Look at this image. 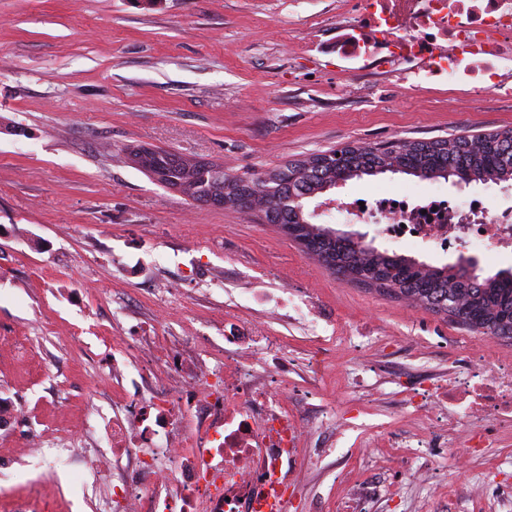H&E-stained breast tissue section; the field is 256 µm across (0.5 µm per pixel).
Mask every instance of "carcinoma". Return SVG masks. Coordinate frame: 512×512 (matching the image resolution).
<instances>
[{
  "label": "carcinoma",
  "mask_w": 512,
  "mask_h": 512,
  "mask_svg": "<svg viewBox=\"0 0 512 512\" xmlns=\"http://www.w3.org/2000/svg\"><path fill=\"white\" fill-rule=\"evenodd\" d=\"M488 145L481 152L468 149L466 136L429 141H406L396 159L401 173L421 179L448 178V173L465 163L463 178L469 183L486 181H512V164L502 158L508 148L498 135L487 138ZM394 143L384 145H357L349 167L336 171L325 169L322 176L296 175V170L284 165L276 169L275 178H261L265 188L264 217L283 224H306L311 233L322 239V247L334 256L339 267L347 272L345 278L405 297L429 310H440L458 324L471 330L512 340V327L505 319L512 318V269L500 270L492 275L471 274L459 264L436 267L410 256L381 252L372 245L349 240L342 242L336 230L315 224L316 215L308 210L305 199L336 187V180L344 182L363 176L381 174L379 162L389 157ZM140 169L161 173L157 181L168 188L177 182L191 181L195 192L191 200L199 203L217 182H230L252 188L249 179L228 180L224 167L212 162L200 163L162 148H151Z\"/></svg>",
  "instance_id": "obj_1"
}]
</instances>
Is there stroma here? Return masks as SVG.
<instances>
[{
    "label": "stroma",
    "instance_id": "35a3bbf8",
    "mask_svg": "<svg viewBox=\"0 0 512 512\" xmlns=\"http://www.w3.org/2000/svg\"><path fill=\"white\" fill-rule=\"evenodd\" d=\"M363 2L0 0V401L20 410L0 422L1 441L58 429L65 406L68 430L100 442L88 427L111 414L112 383L102 347L76 346L74 329L203 344L221 340L230 318L239 335L285 337L302 424L312 401L360 400L339 432L309 433L324 454L301 460L305 492L289 495L286 512H491L512 499V419L481 448L463 426L422 429L435 445L426 479L404 446L414 420L402 392L462 370L450 338L510 361L512 342L338 277L261 214L198 205L129 161L133 147H160L253 177L349 142L512 128V59L507 92L475 106L465 82L402 81L338 56L336 39ZM395 189L512 206V181L461 192L391 173L329 196ZM317 221L433 266L457 258L388 240L373 224L327 212ZM360 354L379 389L348 381ZM384 422L388 437L363 448ZM40 471L27 456L1 468L0 497L26 496Z\"/></svg>",
    "mask_w": 512,
    "mask_h": 512
}]
</instances>
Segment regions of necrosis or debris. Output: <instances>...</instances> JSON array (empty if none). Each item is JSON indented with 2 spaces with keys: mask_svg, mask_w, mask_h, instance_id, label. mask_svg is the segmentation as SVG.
Wrapping results in <instances>:
<instances>
[{
  "mask_svg": "<svg viewBox=\"0 0 512 512\" xmlns=\"http://www.w3.org/2000/svg\"><path fill=\"white\" fill-rule=\"evenodd\" d=\"M340 52L382 74L454 80L471 72L483 89H497V62L512 55V0H370ZM336 216L379 219L381 235L444 252L512 254V210L492 212L479 198L452 206L434 194L377 192L339 203ZM226 342L219 355L147 336L104 337L118 356L142 361L134 377L112 368L120 411L103 421L105 447L54 446L38 435L20 450L0 445V467L21 452L45 465L15 512H69L57 472L71 465L81 480L104 485L99 512H271L298 486L297 461L308 450L285 390L286 341L266 332ZM416 397L429 424L468 419L482 443L495 422L512 418V361L471 359L461 377Z\"/></svg>",
  "mask_w": 512,
  "mask_h": 512,
  "instance_id": "1",
  "label": "necrosis or debris"
}]
</instances>
